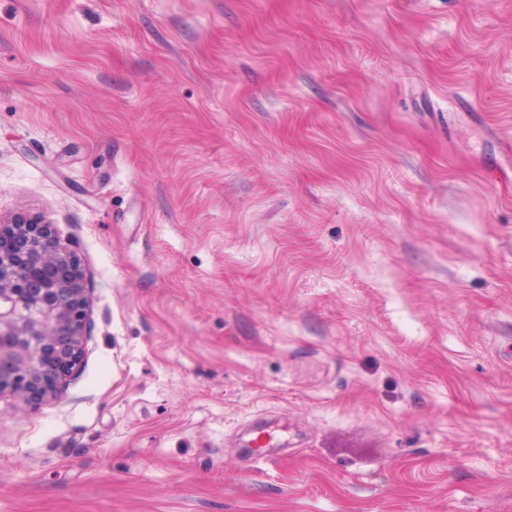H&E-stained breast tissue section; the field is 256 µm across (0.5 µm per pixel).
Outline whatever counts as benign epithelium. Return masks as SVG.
Wrapping results in <instances>:
<instances>
[{
    "mask_svg": "<svg viewBox=\"0 0 512 512\" xmlns=\"http://www.w3.org/2000/svg\"><path fill=\"white\" fill-rule=\"evenodd\" d=\"M86 303L77 259L49 225L0 221V394L56 397L82 356Z\"/></svg>",
    "mask_w": 512,
    "mask_h": 512,
    "instance_id": "obj_1",
    "label": "benign epithelium"
}]
</instances>
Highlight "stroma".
Returning <instances> with one entry per match:
<instances>
[{
    "label": "stroma",
    "instance_id": "1",
    "mask_svg": "<svg viewBox=\"0 0 512 512\" xmlns=\"http://www.w3.org/2000/svg\"><path fill=\"white\" fill-rule=\"evenodd\" d=\"M20 214L87 336L0 512H512V0H0Z\"/></svg>",
    "mask_w": 512,
    "mask_h": 512
}]
</instances>
